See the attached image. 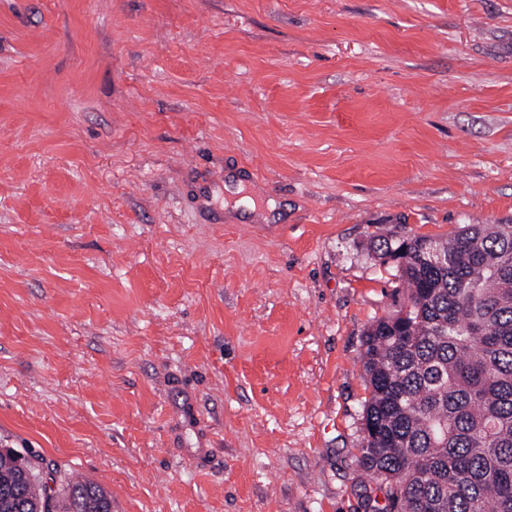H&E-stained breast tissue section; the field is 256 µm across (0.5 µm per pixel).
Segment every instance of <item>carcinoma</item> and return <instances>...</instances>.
I'll list each match as a JSON object with an SVG mask.
<instances>
[{
	"label": "carcinoma",
	"mask_w": 512,
	"mask_h": 512,
	"mask_svg": "<svg viewBox=\"0 0 512 512\" xmlns=\"http://www.w3.org/2000/svg\"><path fill=\"white\" fill-rule=\"evenodd\" d=\"M372 251L409 289L363 339L359 462L382 481L378 512H512V224L380 236ZM42 464L0 448V512H112L100 485L54 490Z\"/></svg>",
	"instance_id": "obj_1"
}]
</instances>
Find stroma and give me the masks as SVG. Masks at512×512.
<instances>
[{
  "label": "stroma",
  "mask_w": 512,
  "mask_h": 512,
  "mask_svg": "<svg viewBox=\"0 0 512 512\" xmlns=\"http://www.w3.org/2000/svg\"><path fill=\"white\" fill-rule=\"evenodd\" d=\"M461 224L512 0H0V446L112 512H372L370 241Z\"/></svg>",
  "instance_id": "stroma-1"
}]
</instances>
